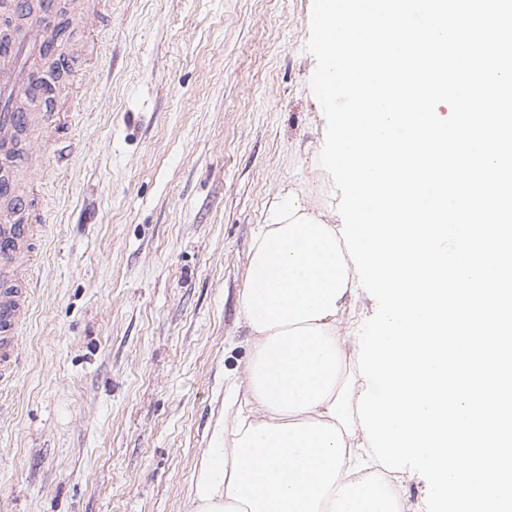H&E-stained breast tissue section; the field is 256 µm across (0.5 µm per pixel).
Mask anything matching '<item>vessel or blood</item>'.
<instances>
[{
    "mask_svg": "<svg viewBox=\"0 0 512 512\" xmlns=\"http://www.w3.org/2000/svg\"><path fill=\"white\" fill-rule=\"evenodd\" d=\"M54 16L53 0H44L39 19L19 38L0 45V133L30 128L46 145L55 147L62 162L67 153L59 146L58 130L68 124L69 112H20L14 108L19 95L38 98L46 92L35 62L52 50ZM38 240V225L0 218V270L14 272L17 281L15 287L0 291V384L12 379L22 355L21 331L31 310L29 278Z\"/></svg>",
    "mask_w": 512,
    "mask_h": 512,
    "instance_id": "obj_1",
    "label": "vessel or blood"
}]
</instances>
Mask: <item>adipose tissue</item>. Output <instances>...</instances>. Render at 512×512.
<instances>
[{
    "label": "adipose tissue",
    "mask_w": 512,
    "mask_h": 512,
    "mask_svg": "<svg viewBox=\"0 0 512 512\" xmlns=\"http://www.w3.org/2000/svg\"><path fill=\"white\" fill-rule=\"evenodd\" d=\"M358 276L330 213L296 195L259 225L240 306L252 354L196 473L190 512H425L381 467L349 385Z\"/></svg>",
    "instance_id": "adipose-tissue-1"
}]
</instances>
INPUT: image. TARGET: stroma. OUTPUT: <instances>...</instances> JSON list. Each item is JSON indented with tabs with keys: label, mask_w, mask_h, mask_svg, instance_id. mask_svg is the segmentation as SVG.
<instances>
[{
	"label": "stroma",
	"mask_w": 512,
	"mask_h": 512,
	"mask_svg": "<svg viewBox=\"0 0 512 512\" xmlns=\"http://www.w3.org/2000/svg\"><path fill=\"white\" fill-rule=\"evenodd\" d=\"M312 0H106L41 199L25 352L0 386V512H189L250 356L240 312L272 202L336 210Z\"/></svg>",
	"instance_id": "stroma-1"
}]
</instances>
